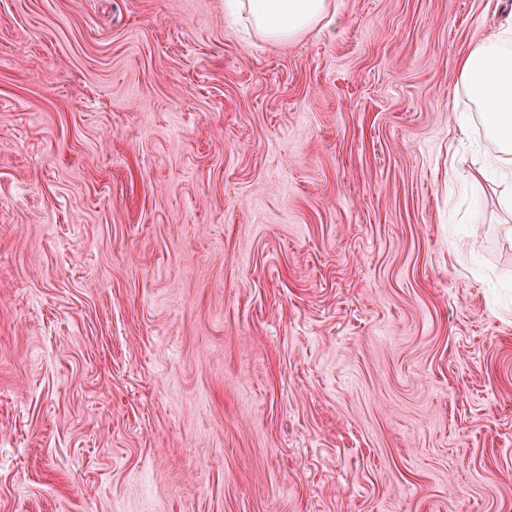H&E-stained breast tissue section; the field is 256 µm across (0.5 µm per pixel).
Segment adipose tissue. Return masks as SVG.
I'll use <instances>...</instances> for the list:
<instances>
[{"label": "adipose tissue", "mask_w": 512, "mask_h": 512, "mask_svg": "<svg viewBox=\"0 0 512 512\" xmlns=\"http://www.w3.org/2000/svg\"><path fill=\"white\" fill-rule=\"evenodd\" d=\"M256 31L273 42H289L318 28L332 0H239ZM459 86L478 112L496 161L512 164V25L467 51L457 65Z\"/></svg>", "instance_id": "ef3b65f1"}]
</instances>
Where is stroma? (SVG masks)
I'll return each mask as SVG.
<instances>
[{
  "label": "stroma",
  "mask_w": 512,
  "mask_h": 512,
  "mask_svg": "<svg viewBox=\"0 0 512 512\" xmlns=\"http://www.w3.org/2000/svg\"><path fill=\"white\" fill-rule=\"evenodd\" d=\"M511 8L0 0V512H512ZM255 30L273 42H289L318 28L331 14V0H240ZM458 85L476 108L495 163L512 164V25L467 51L457 65Z\"/></svg>",
  "instance_id": "stroma-1"
}]
</instances>
